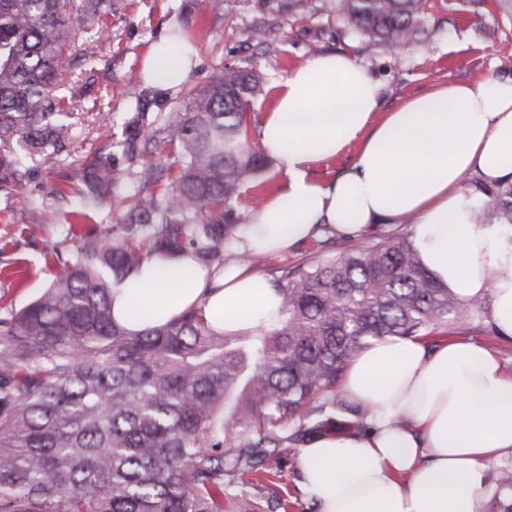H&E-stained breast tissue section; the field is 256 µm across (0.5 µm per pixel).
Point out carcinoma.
<instances>
[{
	"mask_svg": "<svg viewBox=\"0 0 512 512\" xmlns=\"http://www.w3.org/2000/svg\"><path fill=\"white\" fill-rule=\"evenodd\" d=\"M336 16L385 53L423 28V0H336ZM112 0H0V194L5 207L31 173L74 150L73 98L55 91L82 49L94 71ZM255 69L226 67L182 86L183 111L150 114L136 100L125 128L138 185L120 223L76 257L52 250L59 275L24 308L0 316V512H287L273 489L245 474L280 466L286 436L312 433L346 404L340 381L375 339H425L441 325L474 334L483 301L462 303L421 266L407 235L367 240L321 261L281 269L273 328L224 332L191 308L132 332L112 316V284L154 257L185 253L224 272V248L247 215V183L270 157L249 109L262 94ZM161 135L156 140L155 135ZM128 170L81 165L79 193L97 210ZM468 189L477 224L512 225V177ZM488 512H512V466L502 467Z\"/></svg>",
	"mask_w": 512,
	"mask_h": 512,
	"instance_id": "cac0c4a2",
	"label": "carcinoma"
}]
</instances>
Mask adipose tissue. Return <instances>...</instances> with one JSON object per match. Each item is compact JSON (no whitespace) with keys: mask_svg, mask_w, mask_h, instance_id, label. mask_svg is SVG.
<instances>
[{"mask_svg":"<svg viewBox=\"0 0 512 512\" xmlns=\"http://www.w3.org/2000/svg\"><path fill=\"white\" fill-rule=\"evenodd\" d=\"M184 41L156 44L147 84L175 89L194 63ZM378 84L349 54H321L275 86L261 143L284 175L237 243L277 253L321 227L361 236L409 223L426 271L463 302L481 299L496 338L512 340V225L473 221L481 199L464 187L512 174V79L448 82L378 111ZM351 166L329 182L314 168L350 144ZM203 308L232 329L274 326L279 296L255 268L209 276L188 255L153 258L115 289L112 314L131 329ZM341 390L367 428L315 437L297 466L320 512H485L490 464L512 458V373L490 347L458 337L373 341L347 366Z\"/></svg>","mask_w":512,"mask_h":512,"instance_id":"1","label":"adipose tissue"}]
</instances>
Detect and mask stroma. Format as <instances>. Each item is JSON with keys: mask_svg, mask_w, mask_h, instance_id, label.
I'll list each match as a JSON object with an SVG mask.
<instances>
[{"mask_svg": "<svg viewBox=\"0 0 512 512\" xmlns=\"http://www.w3.org/2000/svg\"><path fill=\"white\" fill-rule=\"evenodd\" d=\"M312 3L317 13L292 16L286 0H115L109 20L112 36L96 50L99 62L94 73L73 66L64 90L108 106L116 135L139 94H147L150 111H180V91L145 88L132 80L150 48L177 25L185 27L198 53L188 84L205 85L227 65L256 68L264 74L267 90L253 103L257 113L269 104L275 83L317 52L353 55L379 83L383 112L447 81L512 79V11L502 8L500 0H484L479 7L473 0H428L416 44L396 54L382 53L353 29L337 24L329 15L334 0ZM256 25L265 26L267 46L250 41ZM103 123L96 112L82 116L78 159L121 158V147L103 135ZM77 170L73 164L34 173L26 194L41 206V224H30L23 207L0 206V311L23 307L55 277L57 268L45 251L60 240L61 226L49 193L54 188L69 191L68 205L77 208L71 193ZM298 451V446L288 447V464L274 477L273 487L287 498L288 512H319L302 488Z\"/></svg>", "mask_w": 512, "mask_h": 512, "instance_id": "obj_1", "label": "stroma"}]
</instances>
